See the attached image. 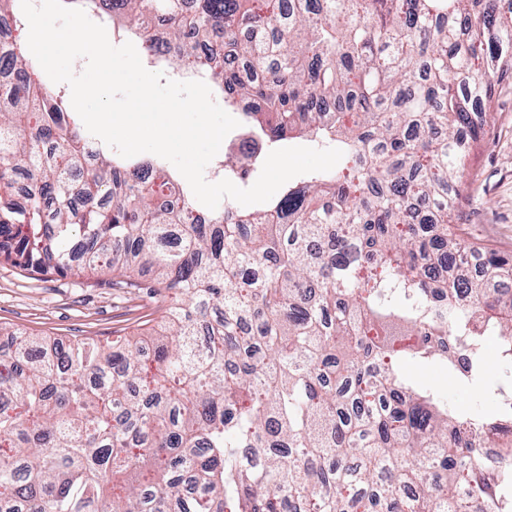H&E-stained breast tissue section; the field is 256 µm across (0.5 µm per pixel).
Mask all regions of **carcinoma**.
<instances>
[{"mask_svg": "<svg viewBox=\"0 0 512 512\" xmlns=\"http://www.w3.org/2000/svg\"><path fill=\"white\" fill-rule=\"evenodd\" d=\"M63 2L111 7L162 68L251 102L243 130L266 150L299 135L343 157L205 217L162 163L90 150L65 95L17 41L0 48V256L64 275L79 248L78 270L114 288L180 296L159 329L110 345L9 333L0 512H512V439L494 432L512 421V255L454 230L468 145L512 78V5ZM257 166L245 153L230 171ZM409 362L495 412L458 411Z\"/></svg>", "mask_w": 512, "mask_h": 512, "instance_id": "cac0c4a2", "label": "carcinoma"}]
</instances>
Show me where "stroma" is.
I'll list each match as a JSON object with an SVG mask.
<instances>
[{
    "instance_id": "stroma-1",
    "label": "stroma",
    "mask_w": 512,
    "mask_h": 512,
    "mask_svg": "<svg viewBox=\"0 0 512 512\" xmlns=\"http://www.w3.org/2000/svg\"><path fill=\"white\" fill-rule=\"evenodd\" d=\"M494 118L483 141L466 156L468 201L459 212L462 235L481 246L512 252V83L502 82ZM140 293H123L108 274L30 276L0 260V329L67 339L92 336L103 341L160 321ZM414 377L442 386L450 403L464 412L489 413L492 399L465 385H445L436 371L410 367Z\"/></svg>"
}]
</instances>
